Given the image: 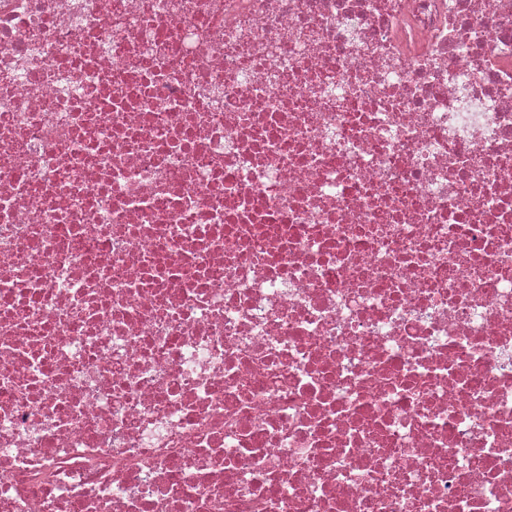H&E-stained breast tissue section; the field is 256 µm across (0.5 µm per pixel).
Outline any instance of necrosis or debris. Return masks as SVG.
I'll use <instances>...</instances> for the list:
<instances>
[{
	"mask_svg": "<svg viewBox=\"0 0 512 512\" xmlns=\"http://www.w3.org/2000/svg\"><path fill=\"white\" fill-rule=\"evenodd\" d=\"M0 512H512V0H0Z\"/></svg>",
	"mask_w": 512,
	"mask_h": 512,
	"instance_id": "obj_1",
	"label": "necrosis or debris"
}]
</instances>
